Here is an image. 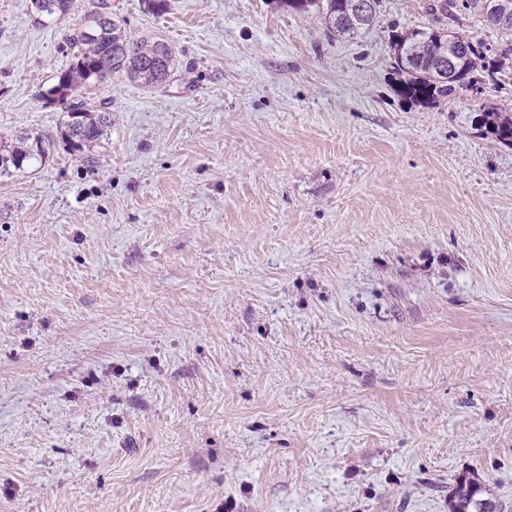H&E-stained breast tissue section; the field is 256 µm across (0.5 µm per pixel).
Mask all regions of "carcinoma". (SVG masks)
<instances>
[{
    "label": "carcinoma",
    "mask_w": 512,
    "mask_h": 512,
    "mask_svg": "<svg viewBox=\"0 0 512 512\" xmlns=\"http://www.w3.org/2000/svg\"><path fill=\"white\" fill-rule=\"evenodd\" d=\"M37 14L54 18L69 11L71 0H38ZM288 6L307 11L317 8L325 27L339 35L355 37L370 29L378 20L380 0H369V8L355 7L358 0H285ZM495 0H436L431 11L448 16L458 7L478 15L486 26L506 35L512 34V21L501 25L491 19ZM76 50L75 60L60 75L57 85L49 92L51 100L61 105L65 120L58 133L71 150L80 151L89 143L107 135L112 127V115L96 109L83 96L90 81L103 83L116 74H126L146 85L162 84L173 64L172 47L162 39L133 42L127 39L119 21L103 6L85 16L80 27L68 37ZM457 52L455 75L440 68L437 52L446 46ZM512 55V40L489 46L448 27L432 26L414 30L393 44L394 65L402 76L399 92L406 98L423 103L448 100L456 93L481 83L498 81V60ZM489 130L504 143H512V116L492 102L480 104ZM55 138L37 136L30 144L11 149L0 148V176L11 170H22L33 161L49 158ZM448 512H501L498 504L483 497V487L475 480L461 479L448 497Z\"/></svg>",
    "instance_id": "carcinoma-1"
}]
</instances>
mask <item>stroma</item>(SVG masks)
<instances>
[{
    "label": "stroma",
    "instance_id": "1",
    "mask_svg": "<svg viewBox=\"0 0 512 512\" xmlns=\"http://www.w3.org/2000/svg\"><path fill=\"white\" fill-rule=\"evenodd\" d=\"M175 51L90 82L84 152L0 177V512H512V57L483 91L398 92L427 0L351 38L285 0H105ZM98 0H0V144ZM479 110L484 112L489 130L504 143H512V116L503 112L498 104L486 102L480 104ZM483 487L475 480L460 479L448 497L449 512H499L501 508L483 498Z\"/></svg>",
    "mask_w": 512,
    "mask_h": 512
}]
</instances>
